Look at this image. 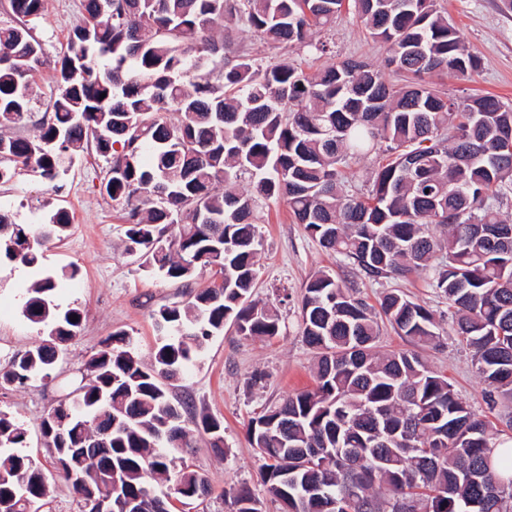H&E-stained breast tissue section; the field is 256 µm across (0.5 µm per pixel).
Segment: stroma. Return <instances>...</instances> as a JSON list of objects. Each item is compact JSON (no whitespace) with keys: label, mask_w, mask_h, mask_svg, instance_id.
Instances as JSON below:
<instances>
[{"label":"stroma","mask_w":512,"mask_h":512,"mask_svg":"<svg viewBox=\"0 0 512 512\" xmlns=\"http://www.w3.org/2000/svg\"><path fill=\"white\" fill-rule=\"evenodd\" d=\"M459 29L467 49L479 60L476 72L466 77H435L437 88L451 97L492 94L512 102V12L501 0H439ZM83 20L82 0H46L45 16L36 30L50 61L36 77V114H43L54 90L53 61L67 51L73 29ZM334 57L309 52L285 53L241 30L228 37L231 47H244L269 58H282L318 69L330 60L354 59L383 67L386 43L369 37L353 11L342 10L332 31ZM106 162L94 149L77 157L69 174L50 184L31 172L0 182V206L10 209L19 224L41 223L52 209H65L73 224L63 241L46 253L44 268L57 274L79 267L78 276L64 282L53 295L59 309L76 307L83 322L79 337L68 344L48 380L26 386H0V407L12 411L27 431L25 451L44 465L53 462L40 430L42 417L80 381L85 362L102 341L116 331L132 334L143 363H150L159 332L155 318L160 308L184 304L188 290L180 284L140 270L138 256L127 253V226L119 206L106 195L102 182ZM264 246L258 256L254 297L281 319V332L272 339L237 335L232 327L211 336L187 374L172 381L175 398L218 417L224 426L226 456L217 455L209 436L196 431L190 448L177 460L209 481L206 497L172 512H230L225 492L246 486L259 500L261 512H279L265 493L259 455L248 439V424L264 409L314 384L315 354L300 335V300L310 278L325 270L356 281L360 297L378 305L388 291L397 290L432 311L439 333L436 346L420 354L435 371L446 376L456 393L474 413L486 420L497 439L512 440V413L504 404H492L489 389L473 364L471 349L455 334V315L446 299L430 284L427 273L369 281L356 278L342 257L326 251L303 225L294 222L286 204L270 201L259 215ZM33 271L8 264L0 266V368L10 355L42 340L38 328L22 315L27 289L36 280Z\"/></svg>","instance_id":"35a3bbf8"}]
</instances>
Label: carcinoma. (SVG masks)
<instances>
[{"mask_svg": "<svg viewBox=\"0 0 512 512\" xmlns=\"http://www.w3.org/2000/svg\"><path fill=\"white\" fill-rule=\"evenodd\" d=\"M346 4L370 37L389 45L385 67L413 80L397 86L382 69L349 59L308 72L286 59L232 55L217 35L234 26L277 48L327 56L329 42L313 33ZM8 7L9 19H0L1 127L32 117L33 76L46 64L33 34L44 0ZM83 8L37 134L0 137V180L26 169L60 181L92 139L141 266L186 287L207 270L211 281L188 305L158 311L151 365L128 333L116 332L53 408L58 423L43 417L41 434L80 512H93L102 487L70 449L108 428L99 471L119 474L112 512H169L151 494L158 475L180 486L182 500L200 498L208 485L176 466L167 422L177 416L201 427L223 455L222 422L173 398L166 379L184 374L226 325L246 337L280 334L278 316L252 299L263 248L257 214L272 199L368 280L427 271L459 315L457 334L478 374L512 399V223L501 212L512 194V105L489 95L450 98L422 78L477 68L437 0H83ZM380 153L387 159L371 172L367 194L349 193L351 163ZM407 155L419 165L406 169ZM432 224L446 234L436 237ZM69 228L62 209L41 224L0 212V259L37 270ZM60 286L47 274L28 289L23 316L49 340L8 357L0 385L45 380L59 346L79 334L82 320L70 317L80 311L52 303ZM300 310L301 336L317 355L315 384L248 428L265 492L283 512L310 485L341 502L334 512H396L405 501L414 512H512V453L496 454L488 424L417 354L377 349L380 317L408 342L434 344L428 308L391 292L377 312L354 284L319 272ZM25 443L21 422L0 408V512H39L47 496L44 469L21 452ZM351 475L359 495L349 503L342 494ZM228 497L232 512H260L246 487Z\"/></svg>", "mask_w": 512, "mask_h": 512, "instance_id": "carcinoma-1", "label": "carcinoma"}]
</instances>
